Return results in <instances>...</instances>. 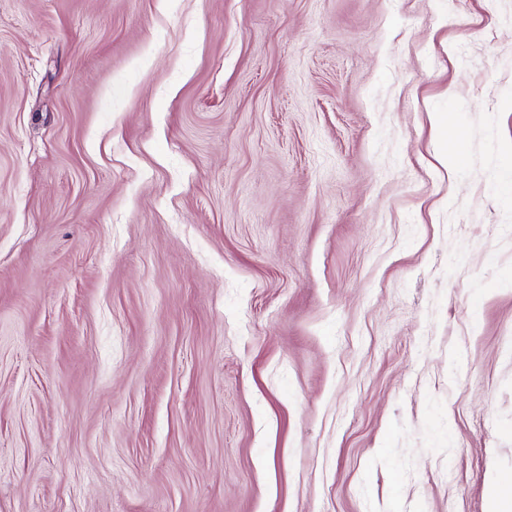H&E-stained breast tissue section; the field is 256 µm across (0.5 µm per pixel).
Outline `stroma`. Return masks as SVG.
Here are the masks:
<instances>
[{
  "label": "stroma",
  "mask_w": 512,
  "mask_h": 512,
  "mask_svg": "<svg viewBox=\"0 0 512 512\" xmlns=\"http://www.w3.org/2000/svg\"><path fill=\"white\" fill-rule=\"evenodd\" d=\"M508 167L512 0H0V512H488Z\"/></svg>",
  "instance_id": "1"
}]
</instances>
